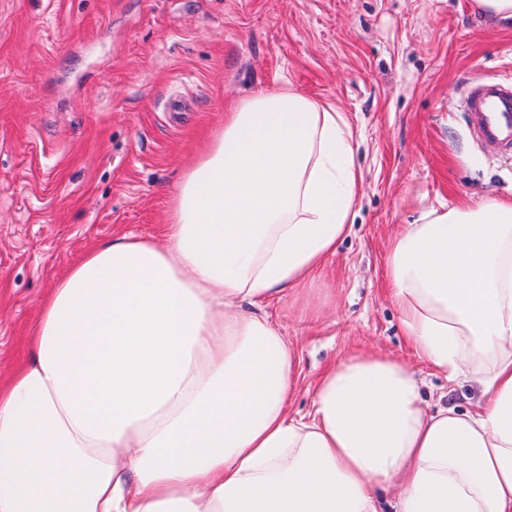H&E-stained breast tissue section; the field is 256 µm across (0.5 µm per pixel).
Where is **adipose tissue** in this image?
Segmentation results:
<instances>
[{"instance_id": "obj_1", "label": "adipose tissue", "mask_w": 512, "mask_h": 512, "mask_svg": "<svg viewBox=\"0 0 512 512\" xmlns=\"http://www.w3.org/2000/svg\"><path fill=\"white\" fill-rule=\"evenodd\" d=\"M360 180L334 107L288 87L226 113L161 238L92 248L42 302L0 385V512H512V202L429 211L387 257L415 355L476 409L428 410L370 351L290 413L296 352L260 310L335 254Z\"/></svg>"}]
</instances>
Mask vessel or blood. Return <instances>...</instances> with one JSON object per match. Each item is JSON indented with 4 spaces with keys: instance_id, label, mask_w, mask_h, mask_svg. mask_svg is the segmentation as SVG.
Returning <instances> with one entry per match:
<instances>
[{
    "instance_id": "1",
    "label": "vessel or blood",
    "mask_w": 512,
    "mask_h": 512,
    "mask_svg": "<svg viewBox=\"0 0 512 512\" xmlns=\"http://www.w3.org/2000/svg\"><path fill=\"white\" fill-rule=\"evenodd\" d=\"M466 106L478 139L512 150V82L476 81Z\"/></svg>"
}]
</instances>
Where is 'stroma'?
<instances>
[{"instance_id": "1", "label": "stroma", "mask_w": 512, "mask_h": 512, "mask_svg": "<svg viewBox=\"0 0 512 512\" xmlns=\"http://www.w3.org/2000/svg\"><path fill=\"white\" fill-rule=\"evenodd\" d=\"M493 75L512 78V22L473 0H0V382L57 281L114 236L160 237L209 131L288 85L343 112L362 174L351 235L303 297L265 309L297 350L291 414L365 351L411 364L426 405L475 408L479 387L407 345L386 258L428 210L512 201V154L463 110Z\"/></svg>"}]
</instances>
